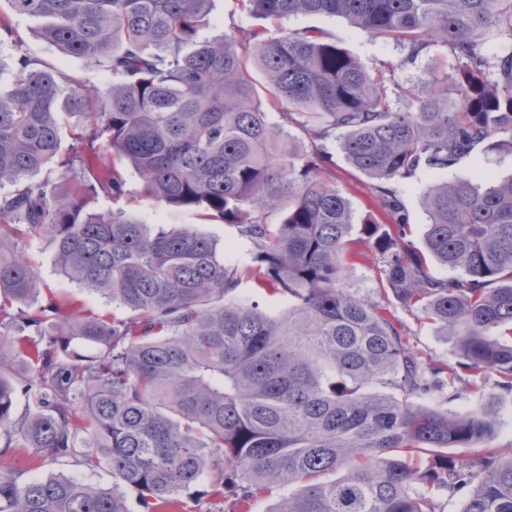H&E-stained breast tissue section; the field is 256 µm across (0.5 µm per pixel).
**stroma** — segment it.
Here are the masks:
<instances>
[{
  "label": "stroma",
  "instance_id": "stroma-1",
  "mask_svg": "<svg viewBox=\"0 0 512 512\" xmlns=\"http://www.w3.org/2000/svg\"><path fill=\"white\" fill-rule=\"evenodd\" d=\"M0 16L6 17L17 36L21 47L12 43L0 44V92L8 91L12 80V58L22 52L39 60L45 66L60 69L75 78L90 77L94 84L106 86L112 80L111 73L103 67L91 68L87 60L80 57L62 55L54 46L43 41L39 29L42 19L16 14L9 0H0ZM266 26L269 31H277L285 26L291 29L316 27L327 31L360 58L369 67L378 68L385 63H394L395 70L388 75L386 86L390 96H397L400 88L408 87L416 91L427 89L442 77L441 64L449 62L450 55L445 49L425 54L415 64L403 67L399 60V48L390 43H381L366 35L357 33L348 27L339 17L298 16L279 23L273 20L262 21L253 16L241 4L240 0H214L210 23L205 28V36H214L239 29ZM126 192L120 198L99 195L88 205L89 210L98 213L125 212L127 215L142 219L150 224H165L171 227L193 225V227L211 238L219 254L225 255L238 264H246L247 247L243 244L235 227L204 220L199 212L177 210L163 202L148 197L137 173L125 169ZM21 254L34 266L40 288V302L55 298L82 305L83 309L109 317L124 318L128 312L120 304L99 295L90 293L77 283L61 275L55 264V244L49 235L22 237L18 244ZM397 315L408 331L411 342L425 356L436 360L449 358L454 340L439 334L433 327L420 319L414 310L398 309ZM478 385L484 401L492 404L496 417L489 436L491 446L512 448V395L503 393L497 385L495 375L488 374L479 379ZM23 473L25 478L63 475L76 478L87 484L111 488L114 479L109 468L101 467L88 470L76 460L70 459L60 463H39L33 449L13 448L0 455V470Z\"/></svg>",
  "mask_w": 512,
  "mask_h": 512
}]
</instances>
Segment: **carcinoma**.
I'll use <instances>...</instances> for the list:
<instances>
[{
  "label": "carcinoma",
  "mask_w": 512,
  "mask_h": 512,
  "mask_svg": "<svg viewBox=\"0 0 512 512\" xmlns=\"http://www.w3.org/2000/svg\"><path fill=\"white\" fill-rule=\"evenodd\" d=\"M9 2L112 84L21 54L0 93V189L13 187L0 194V297L17 304L0 306V438L45 462L104 464L117 483L0 471V512H127L123 487L163 512L207 470L228 512L289 485L274 512H445L457 494L460 512H512V450L487 444L479 390L464 414L419 403L488 371L512 393V176L475 163L440 178L479 150L512 155V46H488L512 35V0H242L264 19L341 17L402 47L403 65L447 48L444 81L403 90L404 111L384 70L319 28L203 39L214 0ZM71 118L74 156L35 180ZM330 141L371 180L361 218ZM126 166L148 195L235 226L246 266L191 227L85 211L84 196L124 193ZM409 179L424 182L421 249L399 196ZM20 225L51 236L62 275L130 316L39 303ZM358 266L454 337L451 357H424L395 310L345 287ZM245 280L287 308L263 310ZM459 446L472 449L463 461L444 452Z\"/></svg>",
  "instance_id": "cac0c4a2"
}]
</instances>
